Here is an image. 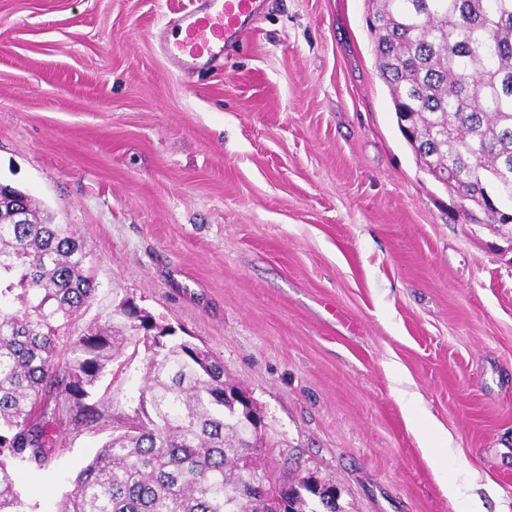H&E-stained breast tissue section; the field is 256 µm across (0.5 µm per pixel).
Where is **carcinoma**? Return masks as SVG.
<instances>
[{"instance_id":"obj_1","label":"carcinoma","mask_w":512,"mask_h":512,"mask_svg":"<svg viewBox=\"0 0 512 512\" xmlns=\"http://www.w3.org/2000/svg\"><path fill=\"white\" fill-rule=\"evenodd\" d=\"M377 74L417 166L444 175L449 197L470 202L485 224L507 220L512 198V0H368ZM0 182V512H31L15 468L50 453L49 403L91 423L86 403L128 346L144 347L146 383L127 429L78 473L57 512H265L239 493L255 448L242 447L224 403V364L176 337L131 300L104 323L79 326L97 294L89 253L66 224ZM337 512L336 497L302 478L288 512Z\"/></svg>"}]
</instances>
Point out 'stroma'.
I'll return each instance as SVG.
<instances>
[{"instance_id": "1", "label": "stroma", "mask_w": 512, "mask_h": 512, "mask_svg": "<svg viewBox=\"0 0 512 512\" xmlns=\"http://www.w3.org/2000/svg\"><path fill=\"white\" fill-rule=\"evenodd\" d=\"M191 0H0V181L82 238L102 320L130 298L224 363L259 464L342 512H512V225L457 224L379 79L366 0H265L204 69L159 50ZM109 365L16 488L55 512L139 406ZM450 443L425 459L406 403Z\"/></svg>"}]
</instances>
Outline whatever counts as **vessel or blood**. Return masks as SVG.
<instances>
[{
    "mask_svg": "<svg viewBox=\"0 0 512 512\" xmlns=\"http://www.w3.org/2000/svg\"><path fill=\"white\" fill-rule=\"evenodd\" d=\"M261 6L262 0H202L199 6L179 15L176 25L182 37L163 45L162 51L182 65L219 60L239 42L246 22Z\"/></svg>",
    "mask_w": 512,
    "mask_h": 512,
    "instance_id": "vessel-or-blood-1",
    "label": "vessel or blood"
}]
</instances>
